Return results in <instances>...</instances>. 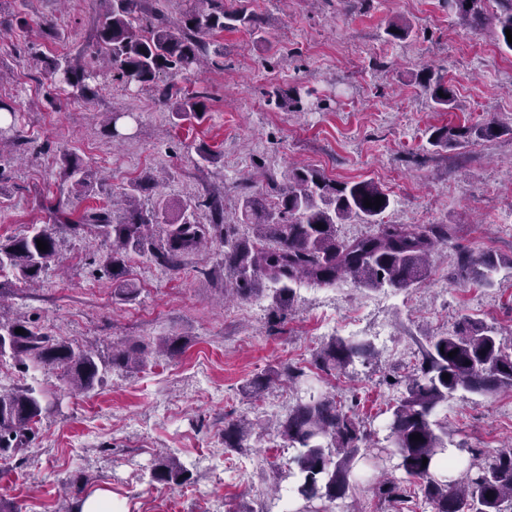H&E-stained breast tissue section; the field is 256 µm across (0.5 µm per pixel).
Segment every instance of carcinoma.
I'll return each instance as SVG.
<instances>
[{
  "mask_svg": "<svg viewBox=\"0 0 512 512\" xmlns=\"http://www.w3.org/2000/svg\"><path fill=\"white\" fill-rule=\"evenodd\" d=\"M499 11L488 14L485 0H446L448 9L471 29H490L497 41L512 51L505 30H512V0H496ZM96 51L93 58L104 57L112 78L130 85L155 83L164 75L173 78L194 72L209 44L203 36L224 30L257 25L258 18L241 7L224 8V0H198L180 24L164 21L139 26L143 0H104ZM102 68L87 67L77 58L44 61V74L54 84L67 85L79 96L92 92L89 83L99 80ZM421 86L435 107L443 112L456 108L453 89L443 77L425 70ZM443 95H438V92ZM204 95L196 92L176 103L172 118L182 121L200 118L207 112ZM5 113L0 127V144L14 128V108L0 101ZM503 127L488 123L454 131L436 128L428 137L433 147H446L452 141L472 137H498ZM67 175L79 176L85 184L90 170L72 154L63 157ZM155 179L146 176L134 184L127 205L118 216L106 210L84 217V223L71 224L77 231L91 226L111 249L104 267L112 281L121 286V296L129 298L135 289L125 279L129 254H148L165 267L178 265L180 258L198 249L208 238L224 241V267L231 272L224 282V294L248 298L260 292L264 281L280 285L273 299L277 306L291 302L295 286L301 282L332 285L350 278L368 289L393 288L401 291L420 283L428 271L433 251L448 242V225L430 224L421 229L411 224H380L378 217L390 206L389 196L371 181L340 183L316 171L294 169L288 172V188L280 195L275 209L266 206L263 197L251 194L242 203V215L251 234L238 235L235 225L225 224L223 201L218 197L192 202L187 200L173 213L166 199H158L149 208L137 204L135 193L147 190ZM380 197L381 206L368 207L365 199ZM208 208L212 224L192 219L195 209ZM352 219L376 224L378 230L359 237L343 238L338 225ZM322 228H317V224ZM47 243L41 251L37 241ZM58 261L55 234L33 227L8 244H0V273L9 270L26 287L38 283L49 265ZM497 262L489 257L466 258L462 268L476 280H486ZM24 333L17 334L15 329ZM147 346L112 348L103 354L34 332L26 322L7 317L0 310V361L10 359L27 369L52 365L61 370L69 385L91 391L102 384L110 370L140 366ZM457 351L456 356L448 353ZM372 353L367 342L334 336L318 352L317 364L323 369L346 373L360 358ZM449 375V379L442 375ZM298 385L305 377L301 369L284 365L250 379L245 393L257 399L280 378ZM512 389V346L507 347L493 331L469 323L452 333L431 336L421 349L419 365L405 379V393L390 407L386 429L387 444L373 443L367 452V435L360 425L343 411L336 398L310 394L277 424V433L294 449L289 468L288 497L303 502L295 512H322L313 506L316 500L331 504L344 501L366 479L364 463L382 473L375 479L379 498L396 512H415L409 506L413 498L408 484H415L422 502L431 512H507L512 508V448H503L486 456L475 448L457 446L448 454V421L439 419L441 408L459 391L490 393ZM43 390L33 382L0 394V456L16 454L33 441V424L43 411ZM250 423L242 418L224 428V447H245ZM420 435L414 441L412 436ZM427 464H422L423 459ZM399 471L402 478L387 477ZM157 483L182 484L190 479L179 459H158L150 472Z\"/></svg>",
  "mask_w": 512,
  "mask_h": 512,
  "instance_id": "obj_1",
  "label": "carcinoma"
}]
</instances>
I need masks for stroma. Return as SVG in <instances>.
<instances>
[{
    "instance_id": "35a3bbf8",
    "label": "stroma",
    "mask_w": 512,
    "mask_h": 512,
    "mask_svg": "<svg viewBox=\"0 0 512 512\" xmlns=\"http://www.w3.org/2000/svg\"><path fill=\"white\" fill-rule=\"evenodd\" d=\"M246 8L261 28L207 35L204 65L178 76L204 92L202 119L173 121L171 103L151 86L100 80L83 98L50 85L42 59L89 60L102 0H0V99L16 112L15 144L0 151V242L48 222L51 208L79 223L119 199L145 174V192L176 203L224 199V221H241L243 195L275 202L289 170L306 167L338 182L371 180L389 194L387 224H445L447 244L431 258L420 285L399 292L367 290L349 279L296 289L277 307L274 284L263 294H224V246L208 240L177 268L132 255L123 299L103 268L107 241L93 230L56 233L59 261L40 286L16 290L0 274V300L34 331L76 345L149 342L145 366L108 372L87 393L68 390L52 367L30 374L0 364V393L39 379L50 402L30 448L0 457V499L17 512H73L86 496L110 494L123 512H266L271 489L293 454L270 433L299 398L279 385L254 400L244 386L283 364L301 367L315 390L335 396L368 431H381L404 376L428 337L465 322L512 340V51L487 30L449 14L443 0H224ZM411 26L390 40L389 23ZM223 54H215V47ZM442 74L456 109L436 111L419 82L423 68ZM299 92L301 107L280 108L267 93ZM119 113L117 127L103 119ZM497 121L502 135L435 148L433 128ZM212 154L204 161L200 149ZM74 154L96 174L86 186L63 173ZM499 261L484 285L462 275L460 256ZM180 336L166 355L156 343ZM371 342L374 354L347 374L323 371L315 354L332 337ZM448 444L491 455L512 446V389L458 392L441 410ZM252 424L246 448L224 446V425ZM187 465L181 486L153 482L159 453ZM198 455L224 467L222 481L194 466Z\"/></svg>"
}]
</instances>
